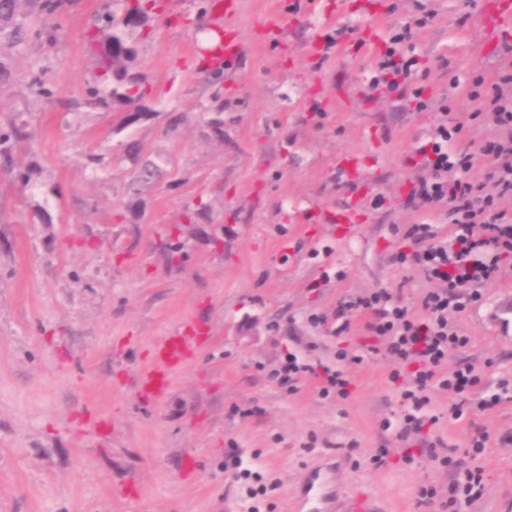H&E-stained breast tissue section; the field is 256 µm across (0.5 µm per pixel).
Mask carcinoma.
<instances>
[{
  "mask_svg": "<svg viewBox=\"0 0 512 512\" xmlns=\"http://www.w3.org/2000/svg\"><path fill=\"white\" fill-rule=\"evenodd\" d=\"M63 6L64 0H0V49L16 48L33 38L34 33L18 16L27 11L51 16ZM160 7L159 0H112V8L99 15L86 33L88 49L98 56L100 68L88 89L87 104L94 108L116 103L135 106L136 111L125 118L128 125L137 118L147 95L139 76L131 72L136 44L146 36L149 16ZM28 139L23 125L0 129V160L13 162Z\"/></svg>",
  "mask_w": 512,
  "mask_h": 512,
  "instance_id": "cac0c4a2",
  "label": "carcinoma"
}]
</instances>
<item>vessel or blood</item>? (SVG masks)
Masks as SVG:
<instances>
[{"label":"vessel or blood","mask_w":512,"mask_h":512,"mask_svg":"<svg viewBox=\"0 0 512 512\" xmlns=\"http://www.w3.org/2000/svg\"><path fill=\"white\" fill-rule=\"evenodd\" d=\"M484 319L501 330L512 327V302H497L488 309ZM206 333L202 323L188 321L177 334L165 337L155 347L149 368L136 378L139 394L152 399L166 395L171 387L173 370L192 353L200 336ZM335 484V463L313 466L291 495V512H335L339 506L343 507L344 512H382L376 498L367 491L346 495L343 502H336L333 497Z\"/></svg>","instance_id":"1"}]
</instances>
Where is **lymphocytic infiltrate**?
<instances>
[{"mask_svg":"<svg viewBox=\"0 0 512 512\" xmlns=\"http://www.w3.org/2000/svg\"><path fill=\"white\" fill-rule=\"evenodd\" d=\"M427 17L398 22L384 55L376 63L369 91H389L399 97L413 96L418 109L431 105L424 91L415 84L416 66L410 41L414 28L426 25ZM470 99L481 101L503 136L487 141L482 152L491 160L483 174L473 175L472 153L459 149L464 129L456 116H445L430 128L419 154L425 175L413 180L410 202L447 210L455 226L451 235H441L430 224H415L407 236L412 244L395 252L402 268L434 282L424 293L418 309H411L401 297L387 288L345 297L336 310L335 335L350 328L351 317L367 316L366 328L384 342L398 368L391 378L398 381L404 411L399 438L420 433L425 424L422 411L433 395L448 391L451 418L462 419L474 406L490 407L497 396L475 398L481 382L475 366L467 364L446 370L450 352L466 351L471 339L454 321L482 297L486 286L512 270V224L491 222L487 214L497 208L501 197L512 195V71L500 73L493 82L476 80L465 84ZM489 436L475 429L464 452L441 457L442 466L453 472L447 491L423 486L418 491L421 506L441 505L444 512H464L485 492V472L479 461L487 449Z\"/></svg>","mask_w":512,"mask_h":512,"instance_id":"obj_1","label":"lymphocytic infiltrate"}]
</instances>
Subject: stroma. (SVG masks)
<instances>
[{
	"instance_id": "1",
	"label": "stroma",
	"mask_w": 512,
	"mask_h": 512,
	"mask_svg": "<svg viewBox=\"0 0 512 512\" xmlns=\"http://www.w3.org/2000/svg\"><path fill=\"white\" fill-rule=\"evenodd\" d=\"M239 2L225 20L214 0H164L131 65L149 113L129 126L127 106L85 105L96 71L85 34L104 0L26 18L56 37L12 51L0 85V125H25L17 160L37 167L27 186L0 174V512H286L305 465L329 455L341 492L367 487L386 512H428L419 487L452 477L429 444L464 449L477 427L490 442L472 512H498L512 497V339L482 314L512 296V272L457 317L471 346L448 358L474 365L499 403L453 420L448 394L435 393L424 410L433 426L405 441L396 363L364 318L339 337L307 318L375 288L418 306L430 282L391 255L412 225L452 229L447 212L406 199L418 170L409 157L440 111L363 94L393 25L435 11L412 38L419 84L457 112L476 104L451 78H493L504 42L486 34L481 0H305L300 20L296 0ZM216 31L239 53L211 79L200 54ZM35 74L51 96L30 87ZM217 109L220 140L202 119ZM131 142L158 166L155 182L133 183ZM347 157L361 183L338 178ZM376 193L387 199L377 210ZM354 194L366 205L359 227L325 224ZM189 317L208 336L165 399L140 398L135 375ZM289 354L312 368L294 392L270 374ZM327 368L350 380L348 396L320 398ZM261 484L266 495L250 498Z\"/></svg>"
}]
</instances>
